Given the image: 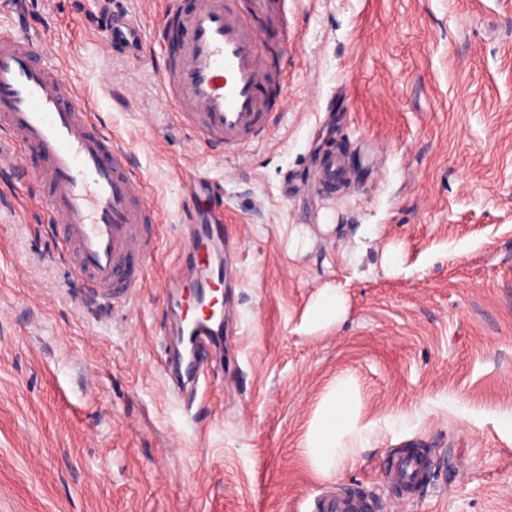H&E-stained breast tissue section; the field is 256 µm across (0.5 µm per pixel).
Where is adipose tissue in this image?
<instances>
[{
    "instance_id": "1",
    "label": "adipose tissue",
    "mask_w": 512,
    "mask_h": 512,
    "mask_svg": "<svg viewBox=\"0 0 512 512\" xmlns=\"http://www.w3.org/2000/svg\"><path fill=\"white\" fill-rule=\"evenodd\" d=\"M347 313V299L340 289H323L308 305L305 317L312 328L341 322ZM374 422L360 412L358 393L348 378L337 379L323 397L304 439L302 453L311 470L329 477L369 447Z\"/></svg>"
}]
</instances>
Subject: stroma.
I'll return each instance as SVG.
<instances>
[{"mask_svg": "<svg viewBox=\"0 0 512 512\" xmlns=\"http://www.w3.org/2000/svg\"><path fill=\"white\" fill-rule=\"evenodd\" d=\"M112 6L141 18L147 53L168 49L162 0ZM102 8L29 0L26 23L126 135L162 244L130 303L93 306L37 187L0 169V512H307L329 487L375 512H512V0H285L265 32L284 122L220 158L160 108L149 66L109 51ZM331 146L353 183L305 190ZM199 166L224 182L238 283L224 291V378L187 410L161 329ZM298 224L314 244L292 258ZM328 286L347 318L307 331ZM340 377L376 427L319 478L301 448ZM401 446L432 463L413 502L381 478Z\"/></svg>", "mask_w": 512, "mask_h": 512, "instance_id": "stroma-1", "label": "stroma"}]
</instances>
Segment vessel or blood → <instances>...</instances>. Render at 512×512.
Here are the masks:
<instances>
[{
    "instance_id": "b4317fda",
    "label": "vessel or blood",
    "mask_w": 512,
    "mask_h": 512,
    "mask_svg": "<svg viewBox=\"0 0 512 512\" xmlns=\"http://www.w3.org/2000/svg\"><path fill=\"white\" fill-rule=\"evenodd\" d=\"M275 10L274 0H193L187 11L179 0H166L164 25L175 30L176 42L158 68L163 100L213 152L226 155L265 141L284 118L269 95L273 57L262 28ZM101 29L113 51L142 58L135 16L105 13ZM49 51L45 37L25 26L0 29V146L16 151V169H25L26 156L38 159L28 175L52 218L61 257L90 295L107 305L126 303L145 281L159 213L122 138L93 121L76 87L49 66ZM318 179L335 192L348 179L345 160L325 155ZM191 188L207 189L212 217L184 227L195 246L186 255L187 279L220 289L234 270L213 266L202 247L224 229L221 189L203 169L193 174ZM170 301L178 339L167 366L177 379L175 398L189 406L200 381L219 375L224 314L204 299L184 305L179 290ZM430 475L417 450L393 451L383 472L406 499L419 498ZM313 512H370V503L332 488L315 500Z\"/></svg>"
}]
</instances>
